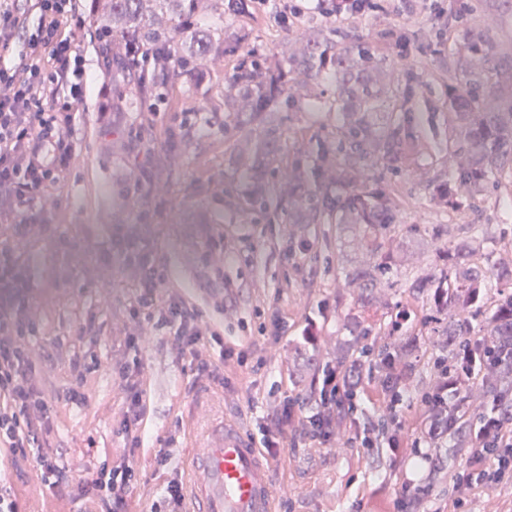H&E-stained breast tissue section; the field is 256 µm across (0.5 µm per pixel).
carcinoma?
Listing matches in <instances>:
<instances>
[{"label":"carcinoma","instance_id":"cac0c4a2","mask_svg":"<svg viewBox=\"0 0 512 512\" xmlns=\"http://www.w3.org/2000/svg\"><path fill=\"white\" fill-rule=\"evenodd\" d=\"M99 4L96 15L108 25L112 34L122 36L135 47L127 59L126 69L143 93H149L160 83L176 84L186 75L185 64L198 56L223 47L222 53L233 55L239 50L236 41L224 43V30L192 26V19L202 9L229 12L237 17L248 12L247 0H95ZM185 25L180 36H172L161 27L147 23V8ZM147 49L151 68L141 65L138 52ZM497 55L493 38L484 32L472 31L460 48V74L448 85V107L457 118L456 138L471 158V164L458 170L455 176L438 189L439 198L449 202L462 193L484 190L506 164H512V96L496 112H484L481 95L495 84L492 60ZM299 63L315 76L328 75L336 82V98L328 104V111L336 113L337 149L345 153L347 164L337 169L336 190L322 182L329 165L330 149H321L318 162L311 174L298 176L300 190L288 197V215L312 216L330 224H342L348 229H359L367 242L372 262L354 271L361 289L370 291L383 283L390 272L391 253L386 247L389 233L398 223L387 199L367 180L363 179L359 162L373 154L387 169L402 164L408 141L413 135L404 126L402 110L409 98L397 103L392 87L385 80L383 66L374 49L360 41L332 40L322 29L309 30L308 40L299 54ZM224 93L214 104L236 117L240 112L250 113L256 126L253 156L241 165L245 179H262L271 162L280 152L277 129L270 118L279 111V98L288 92L287 72L283 66H272L260 61L254 54H246L225 80ZM457 262L433 279L416 282L413 289L444 296L438 311L444 315L441 335L444 346L434 362V374L442 369L462 366L460 355L469 349L476 356L493 362L495 372L482 386L484 403H500L512 394V294L506 296L495 313L486 318L483 333L473 336L467 332L468 318L481 314L483 296L477 290L495 276L512 282V270L493 272L492 269L470 265L468 252L456 247ZM353 339L342 345L337 353V364L344 366L364 352L361 340L372 335L373 329L350 320ZM385 336H399L401 341L382 342L377 357H394L404 365V372L412 371L408 360L416 337L396 328L390 320L383 328ZM443 421L454 420L448 436L462 448L471 446L469 423L474 416L468 400L458 401V408L439 413Z\"/></svg>","mask_w":512,"mask_h":512}]
</instances>
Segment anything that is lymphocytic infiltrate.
I'll list each match as a JSON object with an SVG mask.
<instances>
[{"instance_id": "obj_1", "label": "lymphocytic infiltrate", "mask_w": 512, "mask_h": 512, "mask_svg": "<svg viewBox=\"0 0 512 512\" xmlns=\"http://www.w3.org/2000/svg\"><path fill=\"white\" fill-rule=\"evenodd\" d=\"M39 15L36 35L23 34L24 20L11 0H0V192L9 201L17 233L31 230L48 234L52 225L31 226L28 213L33 202L56 188L70 170L74 146L70 139V110L73 101L87 90L83 56L76 34L85 26L75 0H34ZM69 100H61V90ZM16 257L10 246L0 247V288L11 291L13 307L0 312V447L8 449L13 464L34 463L53 486L77 490L96 500L98 512H129V499L136 479L132 459L104 461L92 481L79 482L60 465L52 448H32L37 435L53 430L52 407L40 379L42 368L24 345L36 331L22 295V281L15 275ZM156 327H170L182 348L194 351L203 337L220 344L222 359L245 361L246 351L222 346L215 329L200 327V313L186 300L170 303L156 313ZM484 371L458 370L441 374L423 404L430 412L453 406L454 402L482 385ZM125 406L117 428L130 448L142 442L141 421L146 413L143 393L131 384L130 373H122ZM310 401L291 397L275 418L264 424L260 442L263 452L277 456L288 439L304 436L327 443L334 428L354 429L363 447H374L380 436L375 424L357 426L351 399L353 384L348 372L333 368L315 376ZM473 445L465 467L452 474L448 512H465L478 492L512 483V414L492 408L477 420L472 430Z\"/></svg>"}]
</instances>
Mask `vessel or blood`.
Listing matches in <instances>:
<instances>
[{
    "instance_id": "b4317fda",
    "label": "vessel or blood",
    "mask_w": 512,
    "mask_h": 512,
    "mask_svg": "<svg viewBox=\"0 0 512 512\" xmlns=\"http://www.w3.org/2000/svg\"><path fill=\"white\" fill-rule=\"evenodd\" d=\"M272 490L270 467L255 442L223 430L198 450L188 499L199 512H272Z\"/></svg>"
}]
</instances>
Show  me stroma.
Listing matches in <instances>:
<instances>
[{"label":"stroma","instance_id":"stroma-1","mask_svg":"<svg viewBox=\"0 0 512 512\" xmlns=\"http://www.w3.org/2000/svg\"><path fill=\"white\" fill-rule=\"evenodd\" d=\"M201 26L220 27L228 40L240 39L242 50L286 62L300 48L306 28L321 25L326 33L362 38L376 49L387 80L398 95L413 97L409 128L415 139L399 169L388 170L368 159L367 180L396 211L393 287L362 293L352 273L368 261L350 232L326 222L289 218L287 198L297 172L310 170L321 145L336 137V115L311 112L307 102H329L336 87L328 77H314L300 67L288 71V96L274 120L282 151L268 174L273 203L249 201L252 184L239 181L236 163L255 133L246 124L225 130L223 111L206 107L217 93L215 79L235 69V57L213 51L192 69L185 82L164 92L157 102L159 118L141 127L145 99L127 72L113 70L112 97L88 91L72 109L73 164L52 193L33 206L39 224L53 233L13 234L6 203L0 202V244H10L26 280L27 306L39 330L29 337L32 357L42 364V386L54 409L56 430L47 441L78 479L90 477L105 456L120 457L124 441L114 432L123 412L119 370L140 364L138 385L146 395L143 427L152 437L171 438L169 462L156 470L155 448L137 451L140 472L131 500L132 512H150L161 487L170 480L187 482L194 449L204 447L214 430L227 427L259 436V427L274 416L286 396L308 397L312 369L335 364L339 346L350 340L345 325L359 316L372 326L386 325L406 310V326L417 338L411 390L398 407L400 441L421 435L422 397L437 379L433 358L440 348L436 332L443 319L415 280L438 275L446 254L481 224L493 242L484 263L512 267V169L497 185L479 195L461 194L443 205L436 188L465 165L463 151L449 144L456 120L448 109V76L456 71V48L466 30L490 34L501 65L500 89L483 100L493 112L512 83V6L503 0H473L465 19H458L456 0H386L384 8L362 16L326 17L312 10L283 22L278 7L251 8L234 17L205 12ZM112 125L102 128L101 113ZM177 134L174 146L163 130ZM148 160L154 171L148 198L128 190L136 165ZM223 237V252L202 261L205 247ZM111 261H104V254ZM162 263L168 282L157 289L155 307L183 298L202 312L203 324H218L224 344L245 349L246 366L223 365L224 386L198 380L189 353L180 351L170 328L133 320L144 266ZM223 275H216V267ZM277 309L283 335L260 334L261 315ZM321 327L316 345L300 348L298 336L307 320ZM136 336L138 347L127 344ZM96 360L84 390L87 402L67 400L73 385L74 360ZM274 512H395L407 483L428 487L432 504L447 498L445 484L431 479L417 461L385 450L361 448L353 433L337 429L330 444L299 441L270 458ZM0 483L13 488L24 512H95L88 499L49 489L39 470L15 471L0 465Z\"/></svg>","mask_w":512,"mask_h":512}]
</instances>
